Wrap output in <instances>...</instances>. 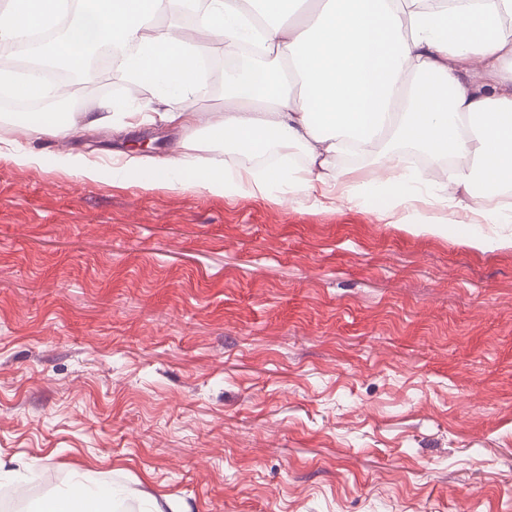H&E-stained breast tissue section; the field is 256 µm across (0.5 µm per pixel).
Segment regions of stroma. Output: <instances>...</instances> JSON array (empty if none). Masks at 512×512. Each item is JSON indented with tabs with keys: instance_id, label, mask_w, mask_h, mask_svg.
<instances>
[{
	"instance_id": "35a3bbf8",
	"label": "stroma",
	"mask_w": 512,
	"mask_h": 512,
	"mask_svg": "<svg viewBox=\"0 0 512 512\" xmlns=\"http://www.w3.org/2000/svg\"><path fill=\"white\" fill-rule=\"evenodd\" d=\"M82 111H162L85 66ZM0 108V459L163 512H512V248L342 196L142 187L129 159L253 162L200 128L20 133ZM147 139L148 150L136 149ZM41 154L37 165L18 154ZM84 156L88 180L56 164ZM399 222L402 224H408V227L416 232L431 235H442L446 233L448 230V224H450L447 219L428 216H423L416 221H410L408 214L399 218Z\"/></svg>"
}]
</instances>
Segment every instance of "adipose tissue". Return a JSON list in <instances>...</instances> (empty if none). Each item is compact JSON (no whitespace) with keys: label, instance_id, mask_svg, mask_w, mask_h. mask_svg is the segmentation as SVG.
Masks as SVG:
<instances>
[{"label":"adipose tissue","instance_id":"ef3b65f1","mask_svg":"<svg viewBox=\"0 0 512 512\" xmlns=\"http://www.w3.org/2000/svg\"><path fill=\"white\" fill-rule=\"evenodd\" d=\"M177 0H78L80 12L52 50L71 65L101 46L120 50V73L161 88L166 97L199 91L194 57L177 26L158 30ZM269 19L261 36L270 63L241 79L226 78L224 109L206 116L165 110L158 118L204 124L214 140L243 154L269 146L300 152L304 175L278 168L233 174L223 164L186 159L158 167L142 163L139 181L152 187L202 188L229 195L263 194L272 186L308 196L326 183L337 158L376 155L398 169L397 144L455 160L447 190L483 224H511L512 0H461L454 7L419 8V0H323L303 19L301 0H258ZM63 0H9L0 16V42L53 26ZM200 26L226 46L251 39L253 22L240 0H204ZM290 64L300 91L281 80ZM422 172L372 178L370 204L382 215L411 208ZM74 473L68 489L45 499L39 512H100L98 494Z\"/></svg>","mask_w":512,"mask_h":512}]
</instances>
